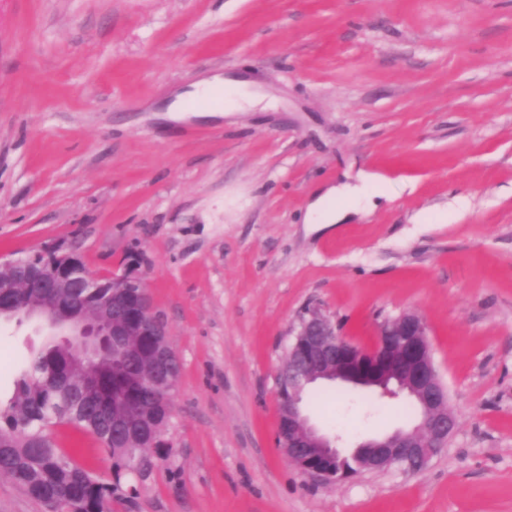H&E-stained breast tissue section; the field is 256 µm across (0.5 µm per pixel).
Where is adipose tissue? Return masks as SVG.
Returning <instances> with one entry per match:
<instances>
[{"instance_id": "ef3b65f1", "label": "adipose tissue", "mask_w": 512, "mask_h": 512, "mask_svg": "<svg viewBox=\"0 0 512 512\" xmlns=\"http://www.w3.org/2000/svg\"><path fill=\"white\" fill-rule=\"evenodd\" d=\"M219 90L223 91L224 97L210 108L209 113L213 116L242 112L263 101L262 95L251 90L249 81L215 76L200 80L193 85L189 93L176 94L168 110L174 118H181L185 111L186 97L207 95ZM399 192L400 186L397 182L375 173L364 172L360 174L358 184L320 189L308 203L303 221L326 228L344 224L350 222L353 215L374 209L377 200L391 199Z\"/></svg>"}]
</instances>
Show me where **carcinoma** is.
<instances>
[{"label":"carcinoma","instance_id":"carcinoma-1","mask_svg":"<svg viewBox=\"0 0 512 512\" xmlns=\"http://www.w3.org/2000/svg\"><path fill=\"white\" fill-rule=\"evenodd\" d=\"M78 346L60 350L48 345L34 353L17 382L13 397L0 406V475L12 478L30 497L63 510L69 504L81 512H105V503L133 493L121 479L133 472L118 440H106L112 410L103 413L63 411L67 387L78 386L73 359ZM66 424L93 434L113 459V481L104 482L76 464L54 442L49 429Z\"/></svg>","mask_w":512,"mask_h":512}]
</instances>
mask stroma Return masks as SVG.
Masks as SVG:
<instances>
[{"mask_svg":"<svg viewBox=\"0 0 512 512\" xmlns=\"http://www.w3.org/2000/svg\"><path fill=\"white\" fill-rule=\"evenodd\" d=\"M243 71L280 108L172 122ZM368 169L404 184L351 224L301 217ZM137 273L180 358L164 444L105 512H512V0H0V259L46 245ZM369 348L413 310L457 415L429 467L304 475L276 378L305 309ZM41 336L0 326V401ZM405 397L307 398L347 445ZM94 477L93 435L51 429Z\"/></svg>","mask_w":512,"mask_h":512,"instance_id":"1","label":"stroma"}]
</instances>
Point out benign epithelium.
I'll use <instances>...</instances> for the list:
<instances>
[{
	"mask_svg": "<svg viewBox=\"0 0 512 512\" xmlns=\"http://www.w3.org/2000/svg\"><path fill=\"white\" fill-rule=\"evenodd\" d=\"M40 255L42 262L33 255L0 268V300L13 299L19 288L70 290L66 307L40 297L22 303L17 311L45 334L59 336L57 347L82 346L83 392L100 391L101 361L107 358L131 384L138 379L128 375L126 368L144 367L153 385L166 384V398H171L179 358L164 321L152 310L141 277L130 268L120 275L94 276L75 253L58 245L44 248ZM323 381L403 394L417 404L416 420L352 449L340 448L338 438L322 432L304 406L306 392ZM276 397L279 446L303 473L326 481L350 477L343 469H332V463L346 458L356 459L363 471L393 466L422 471L447 447L457 427L447 388L433 361L426 325L410 311L383 323L370 349L342 336L329 316L318 310L307 312L292 331ZM167 425L147 411L137 418L126 416L117 429L146 439L149 448H158Z\"/></svg>",
	"mask_w": 512,
	"mask_h": 512,
	"instance_id": "benign-epithelium-1",
	"label": "benign epithelium"
}]
</instances>
